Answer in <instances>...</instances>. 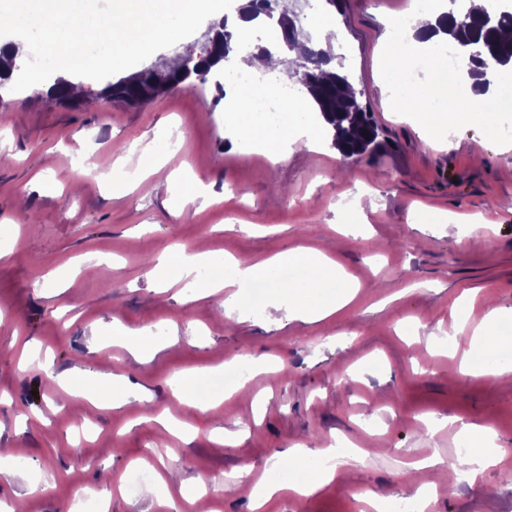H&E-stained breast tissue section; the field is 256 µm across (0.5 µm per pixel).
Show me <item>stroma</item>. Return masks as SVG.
I'll list each match as a JSON object with an SVG mask.
<instances>
[{
  "label": "stroma",
  "mask_w": 512,
  "mask_h": 512,
  "mask_svg": "<svg viewBox=\"0 0 512 512\" xmlns=\"http://www.w3.org/2000/svg\"><path fill=\"white\" fill-rule=\"evenodd\" d=\"M409 5L347 0L334 20L333 52L388 144L372 164L344 163L319 128L308 145L290 132L280 164L251 154L252 133L210 83L105 111L44 95L59 75L97 95L106 80L170 60L174 44L111 70H30L0 88V500L72 512L107 490L109 512H252V488L276 483L299 444L311 461L339 447L345 464L313 495L280 491L264 512H367L362 494L417 495L411 462L458 456L466 421L494 432L501 461L472 483L444 469L430 512H512V381L485 382L463 364L472 312L503 309L499 328L512 334V138L489 132L473 97L468 122L441 135L412 107L389 108L385 37ZM153 145L172 180L141 168ZM88 165L104 182H86ZM166 244L207 245L213 267L228 255L319 251L358 292L315 322L288 320L265 297L248 319L228 318L204 273L184 279L172 266L165 284L145 278ZM126 330L160 351L137 360L119 341ZM265 355L280 369L249 373L215 408L172 395L175 374L205 378ZM102 371L148 391L149 412L102 409L59 382L66 373L87 387ZM162 412L173 431L153 421ZM140 462L176 471L127 495ZM16 467L32 487L5 478Z\"/></svg>",
  "instance_id": "35a3bbf8"
}]
</instances>
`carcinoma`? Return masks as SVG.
<instances>
[{
	"label": "carcinoma",
	"mask_w": 512,
	"mask_h": 512,
	"mask_svg": "<svg viewBox=\"0 0 512 512\" xmlns=\"http://www.w3.org/2000/svg\"><path fill=\"white\" fill-rule=\"evenodd\" d=\"M278 0H246L238 17H263L274 32L271 46L276 52L291 56L284 60L287 69L304 75L303 86L318 106V112L333 131V145L342 156L359 159L374 157L383 144L378 140L377 126L369 112L362 108L344 72L325 74L324 67L336 65V56L317 53L318 43L305 32L297 14L277 12ZM448 41L456 44L468 59L469 74L475 78L474 90H487V69L508 68L512 71V14L494 9L493 4L476 8L463 3L448 9L444 15ZM235 21L225 17L216 22V35L209 51L193 62L192 56L182 60L179 69L169 65L146 68L132 77L109 82L99 96L127 106H143L163 93L189 87L186 80L194 77L204 84L211 68L237 50L232 28ZM72 84L57 79L49 87L51 96L60 103L74 104Z\"/></svg>",
	"instance_id": "obj_1"
}]
</instances>
